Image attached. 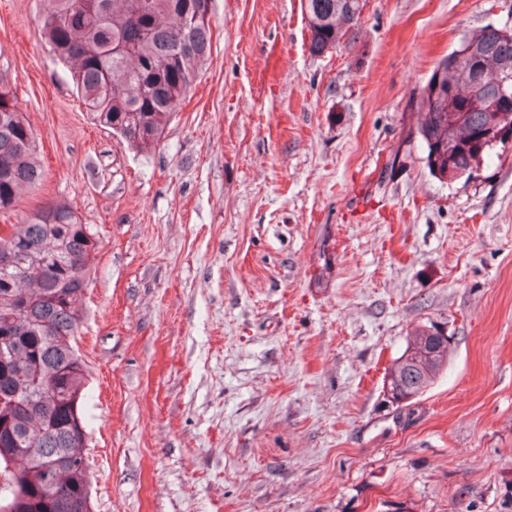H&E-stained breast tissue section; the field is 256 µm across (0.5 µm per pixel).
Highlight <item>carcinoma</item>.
<instances>
[{
    "instance_id": "cac0c4a2",
    "label": "carcinoma",
    "mask_w": 512,
    "mask_h": 512,
    "mask_svg": "<svg viewBox=\"0 0 512 512\" xmlns=\"http://www.w3.org/2000/svg\"><path fill=\"white\" fill-rule=\"evenodd\" d=\"M205 0H44L40 28L70 69L78 99L95 122L147 152L190 91L211 52ZM308 49L314 56L340 47L355 27L364 0H303ZM471 51L441 59L421 91L418 133L430 172L471 175L506 143L473 142L494 128L488 75L512 70V30L488 24L469 34ZM45 177L36 136L0 92V212L13 209L19 191ZM0 249L18 266L0 267V338L12 354L0 358V512H92L88 432L82 412L87 369L75 345L84 316L87 276L98 240L74 209L48 204L24 224L6 225ZM435 324L414 328L405 352L385 377L411 402L448 363L449 340ZM71 463L46 485L44 463Z\"/></svg>"
}]
</instances>
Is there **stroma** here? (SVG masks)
Wrapping results in <instances>:
<instances>
[{
	"label": "stroma",
	"instance_id": "obj_1",
	"mask_svg": "<svg viewBox=\"0 0 512 512\" xmlns=\"http://www.w3.org/2000/svg\"><path fill=\"white\" fill-rule=\"evenodd\" d=\"M0 0V87L48 203L93 225V512H512V144L440 181L417 133L435 63L512 0H365L314 56L302 0H209L212 53L150 152L97 126ZM432 320L448 368L384 377Z\"/></svg>",
	"mask_w": 512,
	"mask_h": 512
}]
</instances>
